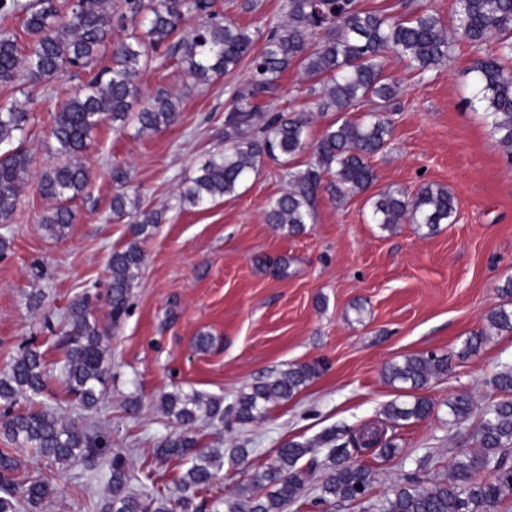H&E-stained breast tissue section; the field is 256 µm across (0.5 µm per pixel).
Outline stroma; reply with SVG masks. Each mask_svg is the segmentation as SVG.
<instances>
[{
    "instance_id": "35a3bbf8",
    "label": "stroma",
    "mask_w": 512,
    "mask_h": 512,
    "mask_svg": "<svg viewBox=\"0 0 512 512\" xmlns=\"http://www.w3.org/2000/svg\"><path fill=\"white\" fill-rule=\"evenodd\" d=\"M286 4L218 0L217 8L225 21L247 28L259 49L267 31L284 21ZM481 55L457 40L449 60L423 76L399 60L387 63L401 94L385 113L392 136L372 160L373 189L398 186L413 194L426 184L447 188L458 205L456 221L428 236L407 223L382 230L371 221L367 194L340 198L327 184L304 233L276 229L266 223L265 211L287 183L283 168L270 160L235 195L178 208L179 190L223 148L224 116L249 69L242 65L197 85L176 60L162 58L141 73L139 83L144 94L166 91L178 98L177 123L143 135L131 123L100 124L84 154L90 179L73 202L76 220L63 235H51L42 222L51 203L37 187L42 170L55 161L51 114L86 76L38 84L26 129L33 156L29 185L11 222L0 224V238L8 241L0 253V372L27 346H37L51 374L48 405L64 418H80L58 373L68 306L86 294L93 317L109 334L104 400L92 418L111 431L114 449L135 469L151 472L161 492L174 494L186 468L184 459L153 455L157 442L178 429L159 409L163 393L196 391L229 406L250 385L303 364L320 365V375L260 420L198 425L200 447L247 451L240 464L225 463L202 500L237 496L251 472L289 440L314 443L302 466L309 485H316L328 453L320 436L372 423L384 427L398 448L389 458L359 456L375 474V498L404 483L416 458L427 454L434 459L427 478L448 475L454 458L475 448L481 413L501 398L493 375L512 366V332H493L476 352L460 354L469 334L486 328L488 313L500 302L499 286L512 277V164L481 109L467 105L471 67ZM279 84L264 110L313 113L309 137L318 139L335 113L314 114L309 83L298 67L284 72ZM116 167L127 173L128 194L164 211L143 245L130 312L117 325L103 299L110 255L129 238L128 218L112 212ZM203 333L213 339L205 353L194 347ZM430 351L448 362L447 374L423 390L433 413L390 425L385 406L412 401L414 393L388 384L385 367ZM459 393L469 395L473 411L453 424L448 400ZM132 396L141 400L135 414L125 408ZM48 474L57 494L43 512H87L77 491L88 475L85 467H56Z\"/></svg>"
}]
</instances>
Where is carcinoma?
Segmentation results:
<instances>
[{"instance_id":"carcinoma-1","label":"carcinoma","mask_w":512,"mask_h":512,"mask_svg":"<svg viewBox=\"0 0 512 512\" xmlns=\"http://www.w3.org/2000/svg\"><path fill=\"white\" fill-rule=\"evenodd\" d=\"M112 13L106 0H76L64 11L59 0H0V14L23 15L27 44L8 27H0V84L24 76L33 84L86 70L99 56L110 54L111 65L74 89L53 115L51 134L59 162L42 172L40 193L52 207L44 217L54 232L74 223L70 202L88 183L83 161L90 134L101 123L133 119L137 133L173 126L179 102L165 92L142 93L140 72L155 62L160 50L178 58L187 76L203 84L214 75L228 74L248 63L250 78L234 96L224 119V150L212 155L191 185L177 195L181 206L200 207L233 195L268 159L287 165L288 189L273 199L266 222L299 234L315 220L314 205L324 179L336 178V195L369 191L375 182L371 159L388 144L391 130L381 117L396 104L399 83L386 72L394 55L423 75L450 57L456 36L485 50L472 67L474 99L484 110L496 142L512 162V0H456V24L448 31L429 6L399 3L403 12L390 16L359 8L357 0H288V21L269 30L262 49L253 52L247 29L226 22L212 11V0H119ZM130 22L132 31L112 41V30ZM183 34L176 42L171 39ZM292 65L315 83V110L336 112L320 139L309 138L310 118L305 113L284 117L269 114L261 126L255 119L258 102L278 92V79ZM321 88H316V85ZM364 101L375 108L358 119L344 113ZM31 112L18 104H0V224L10 222L33 164L24 147ZM312 151L315 161L304 170L289 166L298 155ZM372 219L384 230L403 223L433 233L441 224L455 223V197L443 187L426 185L410 195L400 188L373 194ZM112 212L131 218L130 237L109 260L110 283L106 303L112 324L128 315L132 288L143 266L142 244L162 222V212L144 208L122 191L112 197ZM501 302L487 315L490 328L512 332V278L498 288ZM107 332L89 311V301L74 299L68 307L64 331L65 359L61 376L82 410L93 412L102 402L108 368L105 365ZM448 372V363L434 352L410 355L388 365L389 384L419 390ZM316 374L302 365L278 372L250 386L238 397L233 411L240 423L263 415L267 406L285 401ZM48 374L42 354L28 348L8 371L0 374V435L18 448L29 449L38 460L62 467L77 462L92 470L108 469L111 497L100 512H206L199 500L224 467V449L202 448L196 437L200 421H224V400L196 391L175 389L161 395L163 414L182 431L161 439L159 460L186 458L190 466L180 476L176 494L145 491L132 462L112 448V435L90 422L80 427L57 416L50 408L16 410L22 400L44 392ZM492 385L505 398L482 413L474 435L477 450L455 458L447 479L425 482L417 475L373 499L375 474L355 460L348 447L396 453V445L380 429L365 427L340 442L330 429L320 443L328 446L326 473L310 506L327 508L357 505L360 512H501L512 508V367L496 372ZM434 403L427 397L391 402L385 409L390 423L401 426L428 418ZM452 422L472 413L468 395L448 399ZM313 444L290 440L275 450L233 500H222L213 512H287L302 498L306 472L300 462ZM18 463L7 449L0 451V512H26L48 503L55 494L50 480L15 475Z\"/></svg>"}]
</instances>
